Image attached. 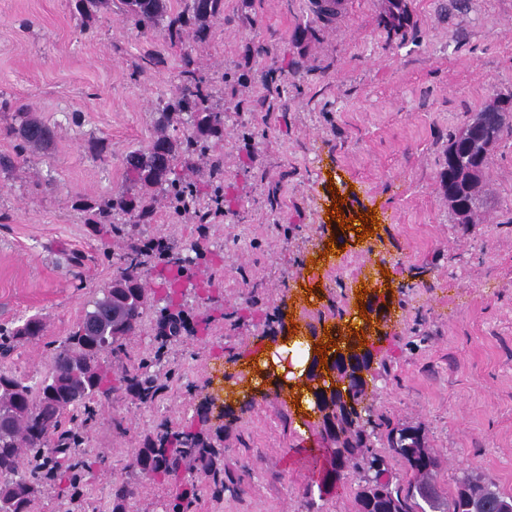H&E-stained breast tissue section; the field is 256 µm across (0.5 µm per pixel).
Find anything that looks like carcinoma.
I'll return each mask as SVG.
<instances>
[{
    "instance_id": "cac0c4a2",
    "label": "carcinoma",
    "mask_w": 512,
    "mask_h": 512,
    "mask_svg": "<svg viewBox=\"0 0 512 512\" xmlns=\"http://www.w3.org/2000/svg\"><path fill=\"white\" fill-rule=\"evenodd\" d=\"M314 4V17L304 27L311 35L316 24L336 15L338 0H314ZM75 8L83 18L112 10L122 22L146 32L156 31L170 46L178 47L187 27L193 29L195 42H210L214 21L224 14V0H76ZM406 21L404 0H389L386 26L399 31ZM178 79L175 92L159 109L154 140L125 156L126 189L83 205L88 223L98 234L134 236L133 230L115 222L118 214L129 216L133 226L153 223L151 199L158 189L165 192L169 209L180 212L192 207L202 224L223 210L222 158L210 159L205 179L183 182L170 178L176 162L189 164L204 157L212 141L224 139V109L215 103L210 81L194 66L188 52L181 57ZM17 117L18 125L13 128L19 139L17 157L46 149L51 139L49 128L22 108ZM183 117L187 124L183 138H170L166 127ZM506 136L512 137V94L507 95V105L501 110L476 113L449 142L441 181L454 223L483 222L489 152ZM203 194L208 199L204 212L197 207ZM191 250L196 253L194 261L176 256L161 237L134 240L112 282L101 290L102 296L92 301V309L85 311L69 336L52 349L49 370L39 383L33 385L28 378L0 368V512H34L40 488L48 482L65 484L73 499L83 495L84 479L95 464L87 438L97 407L120 390L150 405L169 388L173 376L151 367L162 361L167 341L181 336L187 327L186 311L177 302L179 285L194 276L199 264L214 262L208 248L195 245ZM165 266L175 268V275L164 281L165 305L155 310L154 329L160 339L157 350L150 358L138 357L121 368H112L108 357L127 354V341L153 307L149 279ZM43 331L38 316L13 327L0 325V357ZM369 367L370 362L362 361L342 372L340 380H348V401L338 407L334 429L320 432L330 459L357 481V512H512V494L472 470L454 476L450 487H442L437 480L436 455L422 428L363 418L357 410L366 395V381L360 372ZM382 427L386 428L389 458L373 446ZM220 456L210 438L194 426L172 431L162 425L133 450L128 468L160 484H180L165 503V512H191L198 486L181 478L182 466L195 465L209 477L215 491L222 492ZM391 458L401 473L392 472ZM135 494L128 483L112 486V512H129Z\"/></svg>"
}]
</instances>
